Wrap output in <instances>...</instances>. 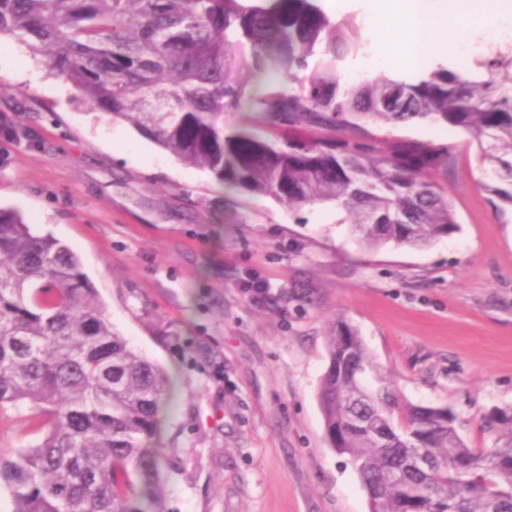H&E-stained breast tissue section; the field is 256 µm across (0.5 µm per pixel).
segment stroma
I'll return each mask as SVG.
<instances>
[{
  "label": "stroma",
  "mask_w": 512,
  "mask_h": 512,
  "mask_svg": "<svg viewBox=\"0 0 512 512\" xmlns=\"http://www.w3.org/2000/svg\"><path fill=\"white\" fill-rule=\"evenodd\" d=\"M29 64L39 86L0 75V207L72 248L114 330L172 379L167 512H369L317 397L339 317L401 401L449 408L469 446H493L482 419L512 406V213L486 200L461 133L397 131L455 146L459 231L368 249L335 206L291 210L220 186ZM250 281L268 295L245 293ZM37 435L28 412L0 413V455Z\"/></svg>",
  "instance_id": "35a3bbf8"
}]
</instances>
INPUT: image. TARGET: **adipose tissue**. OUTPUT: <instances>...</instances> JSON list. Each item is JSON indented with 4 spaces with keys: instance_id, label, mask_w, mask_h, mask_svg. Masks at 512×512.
<instances>
[{
    "instance_id": "adipose-tissue-1",
    "label": "adipose tissue",
    "mask_w": 512,
    "mask_h": 512,
    "mask_svg": "<svg viewBox=\"0 0 512 512\" xmlns=\"http://www.w3.org/2000/svg\"><path fill=\"white\" fill-rule=\"evenodd\" d=\"M367 14L379 25L382 46L364 67L374 70L389 65L415 67L420 54L445 56L456 52L458 43L447 33L449 15L461 11L466 0H364Z\"/></svg>"
}]
</instances>
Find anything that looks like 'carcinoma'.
<instances>
[{"label":"carcinoma","mask_w":512,"mask_h":512,"mask_svg":"<svg viewBox=\"0 0 512 512\" xmlns=\"http://www.w3.org/2000/svg\"><path fill=\"white\" fill-rule=\"evenodd\" d=\"M2 36L219 184L290 209L335 205L368 247L459 230L444 180L453 146L394 134L409 123L464 134L481 190L512 210L510 43L345 84L367 41L319 0H0ZM245 72L269 80L255 90ZM240 109L253 127L227 121ZM327 350L326 438L351 458L369 512H512V407L483 419L495 447L472 448L447 409L400 403L345 319ZM167 392L163 370L113 330L78 255L0 208V411L26 407L44 430L0 456L14 512H165L152 444Z\"/></svg>","instance_id":"carcinoma-1"}]
</instances>
